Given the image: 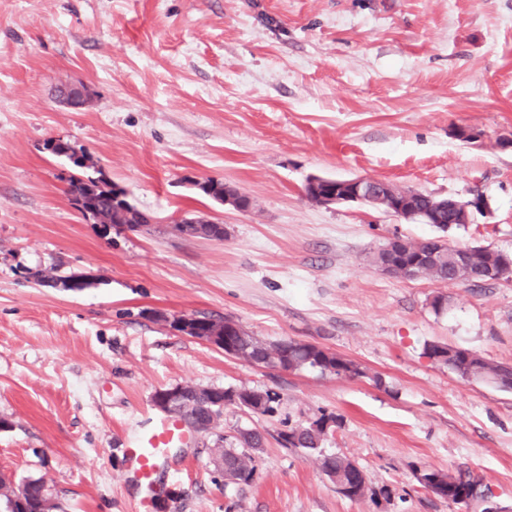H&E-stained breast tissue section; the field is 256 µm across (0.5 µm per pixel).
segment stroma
Instances as JSON below:
<instances>
[{"instance_id":"35a3bbf8","label":"stroma","mask_w":512,"mask_h":512,"mask_svg":"<svg viewBox=\"0 0 512 512\" xmlns=\"http://www.w3.org/2000/svg\"><path fill=\"white\" fill-rule=\"evenodd\" d=\"M71 87L87 106L65 103ZM511 137L512 0H0V474L43 479L58 512H134L127 442L155 391L246 387L274 392L275 412L226 406L179 450L156 512H481L422 488L423 465L472 470L512 512V391L424 353L436 342L512 365V282L443 285L371 262L393 239L438 235L512 253ZM55 140L152 223L83 218ZM313 175L488 208L442 233L313 203ZM206 179L253 210L204 199ZM184 213L223 224L224 241L175 233ZM202 314L363 374L262 368L167 323ZM323 412L339 419L323 452L355 462L371 494L344 497L315 457L278 443ZM244 430L263 437L248 485L213 464Z\"/></svg>"}]
</instances>
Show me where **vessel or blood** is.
Here are the masks:
<instances>
[{
  "mask_svg": "<svg viewBox=\"0 0 512 512\" xmlns=\"http://www.w3.org/2000/svg\"><path fill=\"white\" fill-rule=\"evenodd\" d=\"M193 436L175 415L151 418L128 441L127 473L143 488L137 512H151L153 500L162 489L161 477L168 470L176 450L190 447Z\"/></svg>",
  "mask_w": 512,
  "mask_h": 512,
  "instance_id": "vessel-or-blood-1",
  "label": "vessel or blood"
}]
</instances>
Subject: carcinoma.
Segmentation results:
<instances>
[{
    "instance_id": "cac0c4a2",
    "label": "carcinoma",
    "mask_w": 512,
    "mask_h": 512,
    "mask_svg": "<svg viewBox=\"0 0 512 512\" xmlns=\"http://www.w3.org/2000/svg\"><path fill=\"white\" fill-rule=\"evenodd\" d=\"M226 184L208 179L198 187L199 192L212 200L224 201ZM92 191L101 201L112 199L113 183L103 177L89 175L72 176L69 179L67 194H82ZM139 209L129 204L112 213L114 224H137ZM421 249L414 240H397L390 247L379 250L373 258L377 266L389 261L393 254L403 253V259L410 261ZM501 257V251L488 247H471V261L467 266H459L455 261L443 258L439 263L421 269L416 278L426 279L441 284L454 282L483 283L482 273L490 264H495ZM228 340L238 352V357L254 365L265 368L288 366L290 371L317 369L322 373L335 375L359 376L362 371L353 361L344 358L324 347L285 339L278 342H266L248 334L241 329L228 336ZM426 355L436 362L448 367L463 379L482 380L496 386H512V378L506 366L489 362L476 352L447 344L430 343L425 349ZM277 402L276 394L270 391H255L245 388H211L203 390L195 396L194 405L181 412L184 419L190 421L204 420L212 415L221 417L224 406L236 405L252 411L268 413L274 410ZM338 418L333 414L323 413L312 419L305 426L289 428L279 433V441L286 448H300L309 454L316 455L322 471L336 485V489L345 497L359 499L370 491L363 470L346 457L325 454L321 443L327 435L329 426H337ZM215 456L224 464L237 471L236 483L248 484L255 476L253 458L245 453H238L232 447L219 446ZM417 482L436 497L450 505H469L474 501L486 503V508H494L495 512H504L503 507L496 503L487 504L490 496L482 479L471 472L457 475L441 470L421 466L415 469ZM19 493L11 496L0 495V512H43V481L39 478H26L17 483Z\"/></svg>"
}]
</instances>
